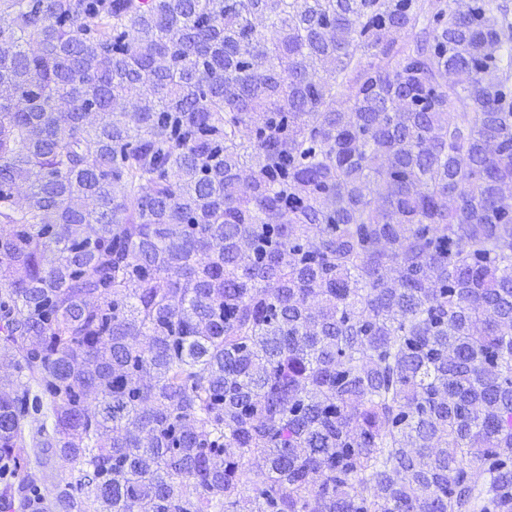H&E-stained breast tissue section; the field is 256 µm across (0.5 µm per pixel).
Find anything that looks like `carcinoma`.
I'll use <instances>...</instances> for the list:
<instances>
[{
    "instance_id": "1",
    "label": "carcinoma",
    "mask_w": 512,
    "mask_h": 512,
    "mask_svg": "<svg viewBox=\"0 0 512 512\" xmlns=\"http://www.w3.org/2000/svg\"><path fill=\"white\" fill-rule=\"evenodd\" d=\"M511 11L0 0V512H512ZM35 479V484L41 496L45 497L47 501H53L56 496L59 485H64L68 481V467L58 460L52 473L46 476L41 474L38 470H32Z\"/></svg>"
}]
</instances>
